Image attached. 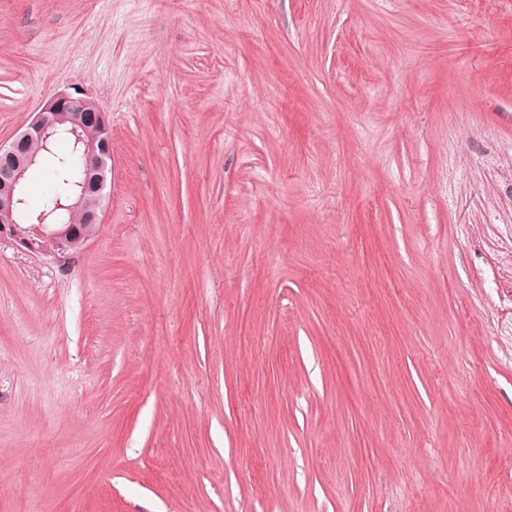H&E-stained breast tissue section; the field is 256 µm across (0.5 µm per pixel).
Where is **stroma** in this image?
<instances>
[{"instance_id": "stroma-1", "label": "stroma", "mask_w": 512, "mask_h": 512, "mask_svg": "<svg viewBox=\"0 0 512 512\" xmlns=\"http://www.w3.org/2000/svg\"><path fill=\"white\" fill-rule=\"evenodd\" d=\"M102 224L0 243V512H512V0H0Z\"/></svg>"}]
</instances>
